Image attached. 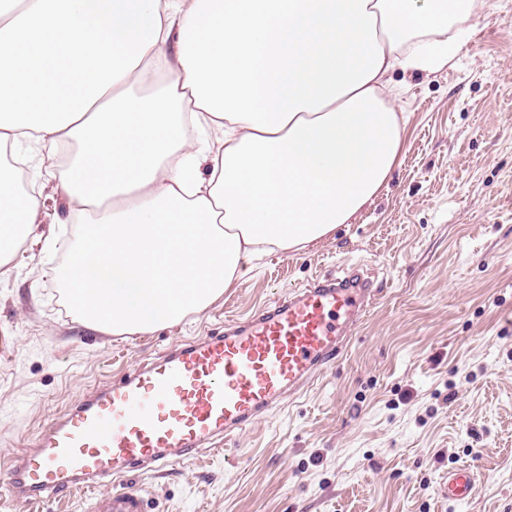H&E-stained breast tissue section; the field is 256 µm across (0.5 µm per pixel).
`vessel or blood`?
Returning <instances> with one entry per match:
<instances>
[{"label":"vessel or blood","mask_w":512,"mask_h":512,"mask_svg":"<svg viewBox=\"0 0 512 512\" xmlns=\"http://www.w3.org/2000/svg\"><path fill=\"white\" fill-rule=\"evenodd\" d=\"M360 269L316 278L241 323L176 345L112 385L80 399L41 432L8 474L10 488L37 499L88 494L89 512H150L140 475L221 446L325 373L374 304ZM110 481L102 493L98 485ZM474 471L458 466L441 487L472 497Z\"/></svg>","instance_id":"obj_1"}]
</instances>
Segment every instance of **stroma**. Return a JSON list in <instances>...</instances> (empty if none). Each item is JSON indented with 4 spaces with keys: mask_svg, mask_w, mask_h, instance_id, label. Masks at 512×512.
<instances>
[{
    "mask_svg": "<svg viewBox=\"0 0 512 512\" xmlns=\"http://www.w3.org/2000/svg\"><path fill=\"white\" fill-rule=\"evenodd\" d=\"M495 2L453 66L392 73L403 151L373 202L180 324L83 325L52 245L82 227L43 182L38 237L0 267V468L130 368L354 264L381 294L336 367L225 448L144 476L152 512H512V0ZM460 465L477 477L464 503L440 494ZM85 509L80 491L29 503L0 475V512Z\"/></svg>",
    "mask_w": 512,
    "mask_h": 512,
    "instance_id": "1",
    "label": "stroma"
}]
</instances>
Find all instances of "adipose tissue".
Instances as JSON below:
<instances>
[{"label":"adipose tissue","mask_w":512,"mask_h":512,"mask_svg":"<svg viewBox=\"0 0 512 512\" xmlns=\"http://www.w3.org/2000/svg\"><path fill=\"white\" fill-rule=\"evenodd\" d=\"M482 0H10L0 265L58 177L85 220L58 275L115 336L198 314L263 256L331 236L400 156L395 69L451 65ZM455 16L448 30L443 20Z\"/></svg>","instance_id":"obj_1"}]
</instances>
